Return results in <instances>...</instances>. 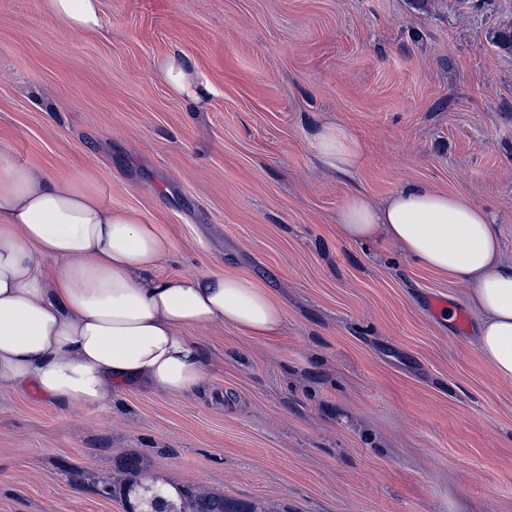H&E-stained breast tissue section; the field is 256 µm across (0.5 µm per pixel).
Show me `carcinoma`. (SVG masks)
<instances>
[{"label": "carcinoma", "instance_id": "carcinoma-1", "mask_svg": "<svg viewBox=\"0 0 512 512\" xmlns=\"http://www.w3.org/2000/svg\"><path fill=\"white\" fill-rule=\"evenodd\" d=\"M487 40L498 50L512 53V26L491 30ZM135 490V482L108 489L112 497L124 499L126 512H265L257 504H247L229 500L222 494L196 492L189 489H176L177 500L170 499L168 493L159 487L144 488L145 495L133 502L130 494Z\"/></svg>", "mask_w": 512, "mask_h": 512}]
</instances>
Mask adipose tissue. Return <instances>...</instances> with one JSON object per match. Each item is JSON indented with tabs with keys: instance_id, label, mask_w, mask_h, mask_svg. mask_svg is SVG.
I'll return each mask as SVG.
<instances>
[{
	"instance_id": "1",
	"label": "adipose tissue",
	"mask_w": 512,
	"mask_h": 512,
	"mask_svg": "<svg viewBox=\"0 0 512 512\" xmlns=\"http://www.w3.org/2000/svg\"><path fill=\"white\" fill-rule=\"evenodd\" d=\"M45 8L72 32L102 25L101 0H45ZM156 70L176 95L206 103L210 87L185 55ZM313 145L334 172H353L364 158L362 141L341 124L321 125ZM338 224L350 240L389 242L467 285L481 319L477 347L512 379V259L485 209L407 183L379 205L350 197ZM170 254L156 225L112 209L84 175L61 180L0 154V381L67 407L106 402L123 384L184 395L205 380L190 329L278 332L284 314L267 289L233 274L159 277Z\"/></svg>"
}]
</instances>
